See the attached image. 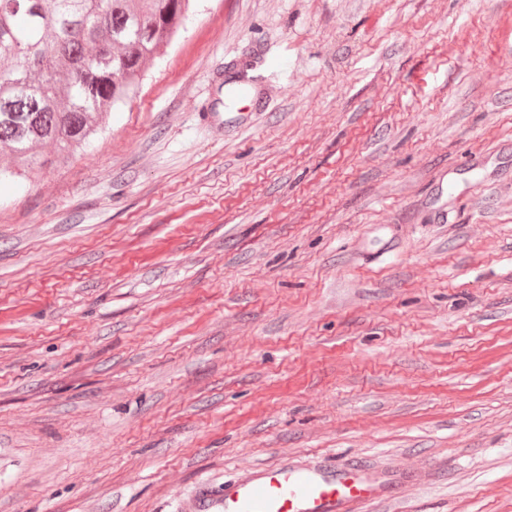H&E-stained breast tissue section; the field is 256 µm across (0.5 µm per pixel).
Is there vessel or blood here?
Returning <instances> with one entry per match:
<instances>
[{
    "label": "vessel or blood",
    "mask_w": 512,
    "mask_h": 512,
    "mask_svg": "<svg viewBox=\"0 0 512 512\" xmlns=\"http://www.w3.org/2000/svg\"><path fill=\"white\" fill-rule=\"evenodd\" d=\"M255 94L237 71L226 74V106ZM415 478L409 470L377 472L361 466L286 460L243 469L218 488L199 484L183 500L180 512H361L364 505L393 498L400 485Z\"/></svg>",
    "instance_id": "vessel-or-blood-1"
}]
</instances>
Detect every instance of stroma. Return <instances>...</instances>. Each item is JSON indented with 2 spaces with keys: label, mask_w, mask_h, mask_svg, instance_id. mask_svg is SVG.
Masks as SVG:
<instances>
[{
  "label": "stroma",
  "mask_w": 512,
  "mask_h": 512,
  "mask_svg": "<svg viewBox=\"0 0 512 512\" xmlns=\"http://www.w3.org/2000/svg\"><path fill=\"white\" fill-rule=\"evenodd\" d=\"M510 57L512 0H191L0 184V512L313 458L425 473L364 512H512ZM237 67L238 64L233 65L224 80V105L228 108H232L240 100L252 99L256 94L255 88L234 70Z\"/></svg>",
  "instance_id": "35a3bbf8"
}]
</instances>
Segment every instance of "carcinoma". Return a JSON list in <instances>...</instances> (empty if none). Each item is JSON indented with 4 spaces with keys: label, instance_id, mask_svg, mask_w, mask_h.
<instances>
[{
    "label": "carcinoma",
    "instance_id": "obj_1",
    "mask_svg": "<svg viewBox=\"0 0 512 512\" xmlns=\"http://www.w3.org/2000/svg\"><path fill=\"white\" fill-rule=\"evenodd\" d=\"M188 0H0V181L64 161L169 44ZM59 151L53 161L42 148Z\"/></svg>",
    "mask_w": 512,
    "mask_h": 512
}]
</instances>
